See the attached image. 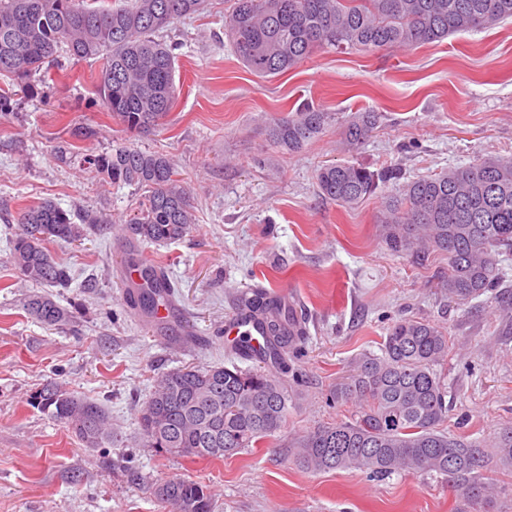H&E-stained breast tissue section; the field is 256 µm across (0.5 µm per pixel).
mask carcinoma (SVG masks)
Here are the masks:
<instances>
[{"label":"carcinoma","mask_w":512,"mask_h":512,"mask_svg":"<svg viewBox=\"0 0 512 512\" xmlns=\"http://www.w3.org/2000/svg\"><path fill=\"white\" fill-rule=\"evenodd\" d=\"M202 0H0V74L26 87L43 64L64 51L77 60L98 59L97 92L109 115L127 130L147 133L162 124L179 92L175 81L177 44L165 33L197 13ZM512 20V0H234L224 16V35L237 59L260 77L280 75L320 49L379 51L440 42L454 34L495 27ZM330 116L305 104L272 119L268 135L281 151L298 152L317 138ZM379 123L374 112L351 117L344 134L354 149ZM112 183L145 188L148 195L119 228L129 247L140 242L168 245L194 224L191 197L167 156L130 146L88 158ZM395 168L371 171L360 164H330L316 173L322 197L353 206L393 180ZM10 241V265L35 285L66 287L67 267L47 243L82 241L85 229L104 223L93 211L75 214L51 200L21 210ZM389 249L420 264L433 253L448 258V298L468 302L503 286L497 256L512 250V160L486 158L451 167L437 176L411 179L389 198L378 217ZM145 286L132 304L151 312L167 303L157 292L159 273L141 272ZM262 314V342L281 373L292 370L305 332L296 310L268 308ZM27 310L40 322L61 326L71 315L47 294H35ZM448 336L424 319L395 321L382 355L362 354L351 374L329 392V400L352 407L350 420L327 423L297 435V464L325 471L360 468L373 477L402 470L437 472L459 499L490 505L492 497H512V485L494 487L479 474L489 454L512 468V425L481 445L443 428L448 392L433 366L448 357ZM288 385L269 373L213 365L163 373L140 415L147 447L174 457L222 459L280 431L288 416ZM28 404L60 422L94 448L111 434L98 403L69 392L53 379ZM170 512H214L207 489L198 482L169 480L151 486Z\"/></svg>","instance_id":"carcinoma-1"}]
</instances>
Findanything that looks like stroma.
Wrapping results in <instances>:
<instances>
[{
  "instance_id": "obj_1",
  "label": "stroma",
  "mask_w": 512,
  "mask_h": 512,
  "mask_svg": "<svg viewBox=\"0 0 512 512\" xmlns=\"http://www.w3.org/2000/svg\"><path fill=\"white\" fill-rule=\"evenodd\" d=\"M232 4L205 0L202 13L173 24L180 93L159 129L128 132L96 94L99 63L64 56L0 119V512H165L148 486L128 480L131 470L199 482L213 494L215 512H465L443 475L312 472L285 444L349 418L348 407L329 403L330 386L359 354H380L390 325L403 317L448 333V358L436 372L448 390L449 433L481 443L512 424V310L488 293L449 301L447 257L418 265L388 250L377 216L401 183L347 208L321 198L315 184L317 170L335 163L397 168L410 180L489 156L511 160L512 21L413 49L321 50L285 74L261 78L224 37ZM308 101L330 113L326 130L300 152L278 151L270 119ZM356 112H377L381 120L349 151L344 123ZM82 126L92 137L73 139ZM119 146L170 158L194 206L184 239L140 246L144 264L172 279L176 310L158 324L129 311L116 280L126 253L113 227L137 213L146 192L112 184L87 163ZM45 200L109 219L81 242L49 246L72 277L49 290L72 314L62 326L28 314L25 304L38 289L9 263L15 228L8 218ZM260 286L287 292L306 316L291 362L303 394L289 405L283 430L224 460L145 447L139 417L162 373L250 368L232 351L224 322L237 298ZM188 324L196 339L175 345ZM50 378L104 407L111 441L86 447L28 405Z\"/></svg>"
}]
</instances>
